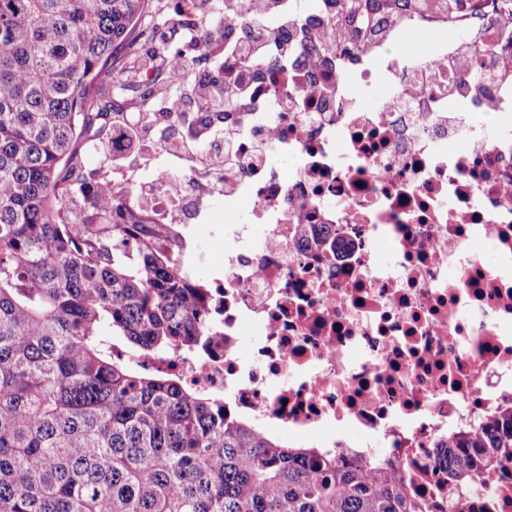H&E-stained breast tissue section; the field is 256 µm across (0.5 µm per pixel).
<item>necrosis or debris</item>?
<instances>
[{"label": "necrosis or debris", "instance_id": "necrosis-or-debris-1", "mask_svg": "<svg viewBox=\"0 0 512 512\" xmlns=\"http://www.w3.org/2000/svg\"><path fill=\"white\" fill-rule=\"evenodd\" d=\"M511 7L463 0L442 23L405 18L371 51L338 45L324 89L274 45L238 57L250 80L221 116L223 168L205 153L121 181L153 224L180 223L183 183L224 181L222 333L213 358L180 363L188 381L344 459H393L434 500L448 496L437 442L512 408V72L492 64L512 61L498 29ZM474 10L490 44L472 55L482 100L436 68L447 43L424 57L429 80L405 47L438 27L456 37ZM459 509L512 512V478Z\"/></svg>", "mask_w": 512, "mask_h": 512}]
</instances>
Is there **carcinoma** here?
Returning a JSON list of instances; mask_svg holds the SVG:
<instances>
[{"instance_id":"cac0c4a2","label":"carcinoma","mask_w":512,"mask_h":512,"mask_svg":"<svg viewBox=\"0 0 512 512\" xmlns=\"http://www.w3.org/2000/svg\"><path fill=\"white\" fill-rule=\"evenodd\" d=\"M276 0H224L225 13ZM447 0H340L336 42L367 14L448 17ZM148 0H0V512H458L512 467V412L440 443L448 501L224 413L172 368L213 329L209 288L173 224L64 173L120 121L115 48Z\"/></svg>"}]
</instances>
